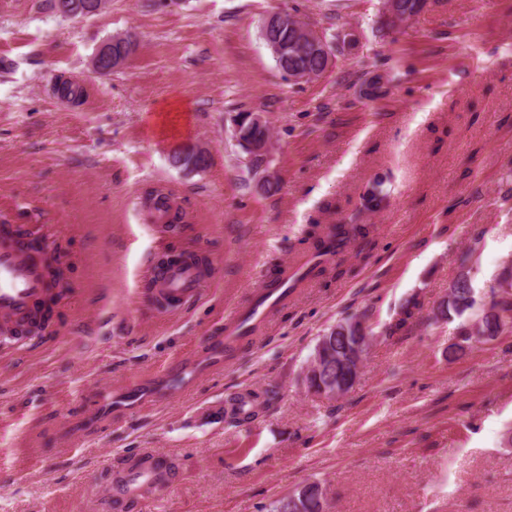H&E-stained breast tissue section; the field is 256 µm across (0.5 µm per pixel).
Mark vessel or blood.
<instances>
[{
  "label": "vessel or blood",
  "instance_id": "vessel-or-blood-1",
  "mask_svg": "<svg viewBox=\"0 0 512 512\" xmlns=\"http://www.w3.org/2000/svg\"><path fill=\"white\" fill-rule=\"evenodd\" d=\"M52 252L47 243L40 250H33L28 234L6 224L0 226V333L13 337L15 347L27 343L28 333L41 321L45 302L62 291L50 273ZM153 279L157 303L164 310L169 305L179 306L196 297L202 273L193 262H172L155 268ZM287 295L288 284L284 281L264 288L249 307L235 311L230 333L249 334ZM168 470L166 455L143 454L108 478L104 494L109 497L117 493L129 503L138 504L147 489L165 481Z\"/></svg>",
  "mask_w": 512,
  "mask_h": 512
}]
</instances>
